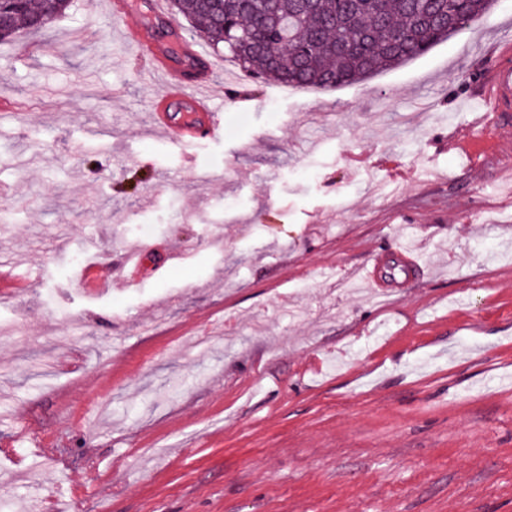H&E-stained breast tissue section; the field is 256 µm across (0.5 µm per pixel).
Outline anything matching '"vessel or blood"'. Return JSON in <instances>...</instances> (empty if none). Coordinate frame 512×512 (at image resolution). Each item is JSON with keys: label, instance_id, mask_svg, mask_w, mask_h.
Wrapping results in <instances>:
<instances>
[{"label": "vessel or blood", "instance_id": "vessel-or-blood-1", "mask_svg": "<svg viewBox=\"0 0 512 512\" xmlns=\"http://www.w3.org/2000/svg\"><path fill=\"white\" fill-rule=\"evenodd\" d=\"M129 44L141 56L150 57L155 70L162 74L164 84L153 100L152 127L165 133L167 139L187 147L203 139L220 137L223 116L212 106V65L195 72L171 66L155 38L143 37L138 29L125 30ZM478 97L497 121L512 115V42L501 43L494 64L484 70ZM186 104L190 117L173 120L169 114L172 104Z\"/></svg>", "mask_w": 512, "mask_h": 512}]
</instances>
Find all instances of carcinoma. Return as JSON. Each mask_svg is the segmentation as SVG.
Wrapping results in <instances>:
<instances>
[{"label":"carcinoma","instance_id":"1","mask_svg":"<svg viewBox=\"0 0 512 512\" xmlns=\"http://www.w3.org/2000/svg\"><path fill=\"white\" fill-rule=\"evenodd\" d=\"M0 0L8 28L37 27L63 16L69 0ZM172 0L174 11L199 24L214 44L234 37L232 56L245 75L271 82L332 89L363 80L422 55L448 38L449 17L467 24L495 0Z\"/></svg>","mask_w":512,"mask_h":512}]
</instances>
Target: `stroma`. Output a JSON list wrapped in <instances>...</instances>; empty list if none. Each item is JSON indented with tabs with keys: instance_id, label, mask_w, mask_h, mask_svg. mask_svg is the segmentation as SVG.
<instances>
[{
	"instance_id": "1",
	"label": "stroma",
	"mask_w": 512,
	"mask_h": 512,
	"mask_svg": "<svg viewBox=\"0 0 512 512\" xmlns=\"http://www.w3.org/2000/svg\"><path fill=\"white\" fill-rule=\"evenodd\" d=\"M505 40L496 0L360 82L248 80L188 148L93 0L0 43V512H512V126L470 131ZM411 231L387 296L328 279Z\"/></svg>"
}]
</instances>
